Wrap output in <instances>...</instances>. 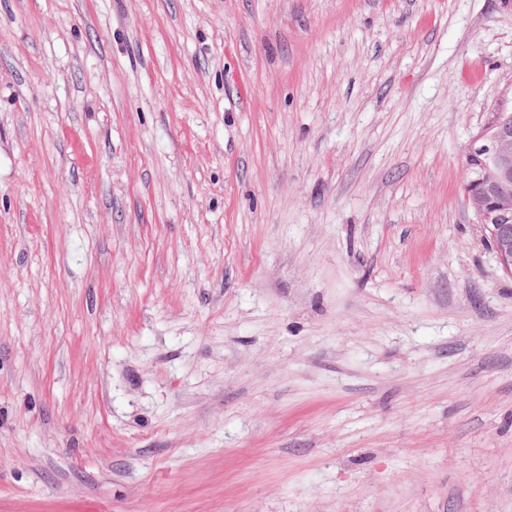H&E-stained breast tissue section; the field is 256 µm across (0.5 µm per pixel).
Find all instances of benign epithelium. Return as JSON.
<instances>
[{
    "label": "benign epithelium",
    "instance_id": "7a95c632",
    "mask_svg": "<svg viewBox=\"0 0 512 512\" xmlns=\"http://www.w3.org/2000/svg\"><path fill=\"white\" fill-rule=\"evenodd\" d=\"M474 172L466 196L480 219L504 274L512 276V112L495 113L465 155Z\"/></svg>",
    "mask_w": 512,
    "mask_h": 512
}]
</instances>
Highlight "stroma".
Returning a JSON list of instances; mask_svg holds the SVG:
<instances>
[{
    "label": "stroma",
    "mask_w": 512,
    "mask_h": 512,
    "mask_svg": "<svg viewBox=\"0 0 512 512\" xmlns=\"http://www.w3.org/2000/svg\"><path fill=\"white\" fill-rule=\"evenodd\" d=\"M504 105L512 0H0V512H512ZM512 110L502 108L480 130L465 155L474 171L466 196L480 219L504 274L512 276ZM478 163V166L476 164Z\"/></svg>",
    "instance_id": "stroma-1"
}]
</instances>
